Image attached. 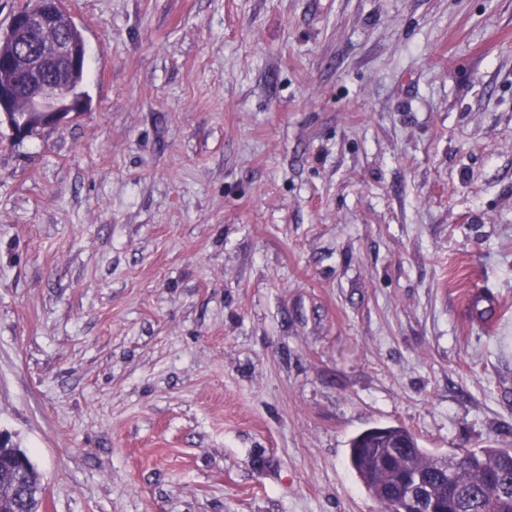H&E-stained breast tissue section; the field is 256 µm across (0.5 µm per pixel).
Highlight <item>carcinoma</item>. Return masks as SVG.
Returning <instances> with one entry per match:
<instances>
[{"mask_svg": "<svg viewBox=\"0 0 512 512\" xmlns=\"http://www.w3.org/2000/svg\"><path fill=\"white\" fill-rule=\"evenodd\" d=\"M350 463L360 481L373 492L384 512H398L393 491L400 486L378 490L370 481L365 463L379 457L395 469L419 479L442 493V501L455 512L458 500L463 512H512V451L502 448H460L454 457L428 453L415 436L401 426L366 430L350 441ZM41 477L34 465L21 466L12 449L0 445V512H38L36 496Z\"/></svg>", "mask_w": 512, "mask_h": 512, "instance_id": "1", "label": "carcinoma"}]
</instances>
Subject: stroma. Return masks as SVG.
I'll return each instance as SVG.
<instances>
[{
    "label": "stroma",
    "mask_w": 512,
    "mask_h": 512,
    "mask_svg": "<svg viewBox=\"0 0 512 512\" xmlns=\"http://www.w3.org/2000/svg\"><path fill=\"white\" fill-rule=\"evenodd\" d=\"M0 124V437L40 512H381L349 441L512 448V0H66ZM67 15L63 0H34L30 8L17 10L6 27L15 52L0 47V122L5 121L20 141L89 109L79 84H74L86 68V44L84 38L71 40L62 29ZM57 29L62 32L56 38L38 43L39 34ZM64 72L70 73V80L53 78Z\"/></svg>",
    "instance_id": "stroma-1"
}]
</instances>
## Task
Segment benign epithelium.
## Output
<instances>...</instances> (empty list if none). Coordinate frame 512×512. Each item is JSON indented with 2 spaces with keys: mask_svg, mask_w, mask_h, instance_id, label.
Listing matches in <instances>:
<instances>
[{
  "mask_svg": "<svg viewBox=\"0 0 512 512\" xmlns=\"http://www.w3.org/2000/svg\"><path fill=\"white\" fill-rule=\"evenodd\" d=\"M66 16L64 0H34L17 10L7 26L15 50L0 51V122L20 141L89 109L74 83L86 68L85 42L64 31L52 40H37L41 33L62 28ZM412 488L409 495L419 512H435L434 499L417 485Z\"/></svg>",
  "mask_w": 512,
  "mask_h": 512,
  "instance_id": "1",
  "label": "benign epithelium"
}]
</instances>
